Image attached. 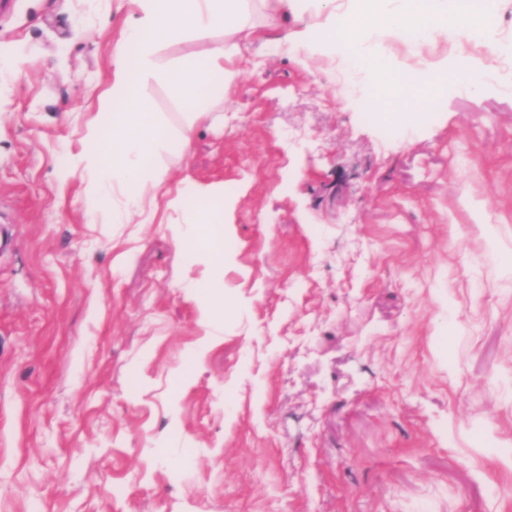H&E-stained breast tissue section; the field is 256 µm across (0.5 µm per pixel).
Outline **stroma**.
Instances as JSON below:
<instances>
[{
  "label": "stroma",
  "instance_id": "1",
  "mask_svg": "<svg viewBox=\"0 0 512 512\" xmlns=\"http://www.w3.org/2000/svg\"><path fill=\"white\" fill-rule=\"evenodd\" d=\"M498 53L461 30L382 40L436 116H365L414 92L283 49L255 10L223 123L143 102L185 159L156 158L149 221L88 216L83 142L111 101L136 0H0V512H512V0ZM489 67L480 88L451 77ZM78 157L58 178L61 154ZM231 194L222 332L169 201Z\"/></svg>",
  "mask_w": 512,
  "mask_h": 512
}]
</instances>
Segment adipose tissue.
<instances>
[{"label":"adipose tissue","instance_id":"adipose-tissue-1","mask_svg":"<svg viewBox=\"0 0 512 512\" xmlns=\"http://www.w3.org/2000/svg\"><path fill=\"white\" fill-rule=\"evenodd\" d=\"M257 1L272 15L313 17V24L294 33L295 43L310 56L339 51L341 62L347 65L364 60L368 44L384 38L387 31L417 29L431 39L447 33L452 25L446 0H429L421 11L410 8L407 0H350L345 10L337 13L324 10L332 0H137L139 15L112 54L113 109L85 138V157L93 166L90 209L113 202L119 190L123 200L112 213L113 223L122 224L130 214L143 213L142 196L134 188L154 180L153 160L164 153L181 158L188 154L189 132L174 134L159 114L143 103L141 79L151 77L170 85L186 108L190 124L208 106L229 95L235 72L227 66L233 53L226 44H213L204 53L169 68L156 62L159 43L187 35L206 37L216 31L235 35L252 30L250 17ZM169 206L178 216L184 240L196 246L184 255L187 265H194L201 252L223 264L224 250L219 244L223 201L204 197L188 183Z\"/></svg>","mask_w":512,"mask_h":512}]
</instances>
